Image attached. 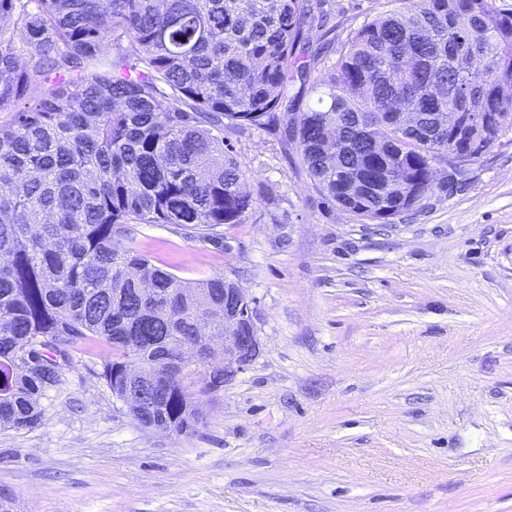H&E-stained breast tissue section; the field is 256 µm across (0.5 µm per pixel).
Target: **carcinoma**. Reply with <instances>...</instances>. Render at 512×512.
Returning <instances> with one entry per match:
<instances>
[{
	"instance_id": "obj_1",
	"label": "carcinoma",
	"mask_w": 512,
	"mask_h": 512,
	"mask_svg": "<svg viewBox=\"0 0 512 512\" xmlns=\"http://www.w3.org/2000/svg\"><path fill=\"white\" fill-rule=\"evenodd\" d=\"M348 32L310 84L305 33L323 0H0V427L27 428L62 381L69 345L122 395L181 347L224 335V277L190 281L142 253L134 224L206 239L252 207L224 129L271 127L316 189L380 221L435 187L436 165L474 162L512 132V10L498 0H392ZM417 112L410 134L388 117ZM459 112L463 135L437 129ZM337 154L325 152L330 128ZM373 177L377 192L357 179ZM210 307L215 330L195 313ZM210 382L170 376L142 426L190 434Z\"/></svg>"
}]
</instances>
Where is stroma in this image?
Listing matches in <instances>:
<instances>
[{"instance_id": "35a3bbf8", "label": "stroma", "mask_w": 512, "mask_h": 512, "mask_svg": "<svg viewBox=\"0 0 512 512\" xmlns=\"http://www.w3.org/2000/svg\"><path fill=\"white\" fill-rule=\"evenodd\" d=\"M317 73L389 0H328ZM252 208L147 255L251 299L257 361L190 435L134 420L72 351L32 428H0V512H512V132L388 224L335 206L266 129L224 133Z\"/></svg>"}]
</instances>
